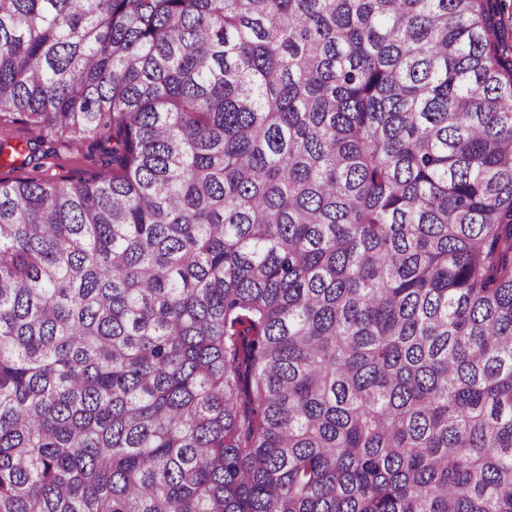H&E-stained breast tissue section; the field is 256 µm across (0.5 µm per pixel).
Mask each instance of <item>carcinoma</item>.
Segmentation results:
<instances>
[{
	"instance_id": "obj_1",
	"label": "carcinoma",
	"mask_w": 512,
	"mask_h": 512,
	"mask_svg": "<svg viewBox=\"0 0 512 512\" xmlns=\"http://www.w3.org/2000/svg\"><path fill=\"white\" fill-rule=\"evenodd\" d=\"M505 0H0V512H512ZM55 153L47 157L41 158L42 153L39 152L36 158L23 170L11 171V168L4 167L0 169V178H13L17 176H38L46 179L67 178L77 181L88 177L91 173L104 169L102 161L105 159L101 154H92L88 157H81L76 152L70 153L65 147L59 144L52 145ZM35 163L40 168L33 169Z\"/></svg>"
}]
</instances>
